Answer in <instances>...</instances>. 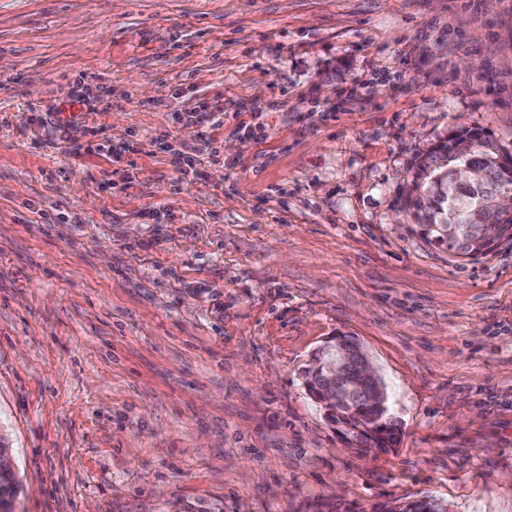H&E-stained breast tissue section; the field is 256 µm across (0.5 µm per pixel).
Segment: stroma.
<instances>
[{
	"label": "stroma",
	"mask_w": 512,
	"mask_h": 512,
	"mask_svg": "<svg viewBox=\"0 0 512 512\" xmlns=\"http://www.w3.org/2000/svg\"><path fill=\"white\" fill-rule=\"evenodd\" d=\"M461 125L512 152V0H0L14 512H512V240L459 258L396 207ZM340 335L393 450L305 388ZM423 502V503H421ZM418 506V507H416ZM444 504L427 496L409 502H395L384 509L385 512H445Z\"/></svg>",
	"instance_id": "1"
}]
</instances>
